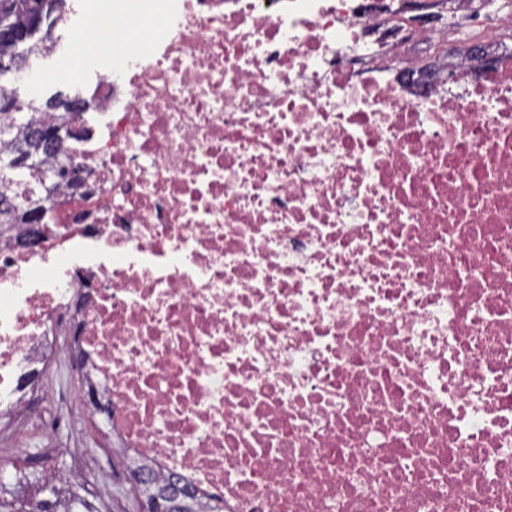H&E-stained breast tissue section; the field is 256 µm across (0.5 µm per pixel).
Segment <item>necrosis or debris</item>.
<instances>
[{
	"mask_svg": "<svg viewBox=\"0 0 512 512\" xmlns=\"http://www.w3.org/2000/svg\"><path fill=\"white\" fill-rule=\"evenodd\" d=\"M86 0L160 16L95 73L67 144L90 197L40 251L0 232V418L52 423L22 370L73 336L85 412L203 512H512V54L386 77L476 0ZM94 240L101 259L56 266ZM12 477L86 487L92 461Z\"/></svg>",
	"mask_w": 512,
	"mask_h": 512,
	"instance_id": "necrosis-or-debris-1",
	"label": "necrosis or debris"
}]
</instances>
